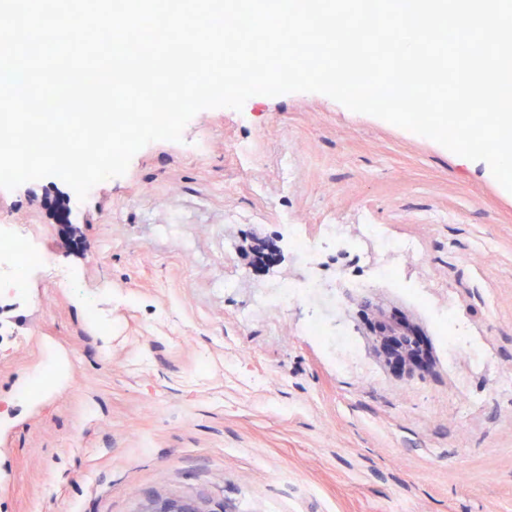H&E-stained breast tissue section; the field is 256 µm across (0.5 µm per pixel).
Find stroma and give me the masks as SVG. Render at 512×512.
I'll return each instance as SVG.
<instances>
[{
	"label": "stroma",
	"mask_w": 512,
	"mask_h": 512,
	"mask_svg": "<svg viewBox=\"0 0 512 512\" xmlns=\"http://www.w3.org/2000/svg\"><path fill=\"white\" fill-rule=\"evenodd\" d=\"M331 222L360 250L316 276L360 282L337 319L366 376L305 335L307 305L240 322L245 282L305 274L284 225L316 241ZM0 224L34 228L70 277L0 297V512H512V195L483 162L317 93L257 95L200 111L86 200L56 177L0 188ZM368 224L419 243L407 279L483 364L378 276L394 257ZM367 300L415 327L424 368L371 351ZM435 323L446 346L451 348L468 347L475 356H480V348L475 343L467 340L468 336L458 319L448 310L440 308L435 311Z\"/></svg>",
	"instance_id": "stroma-1"
}]
</instances>
